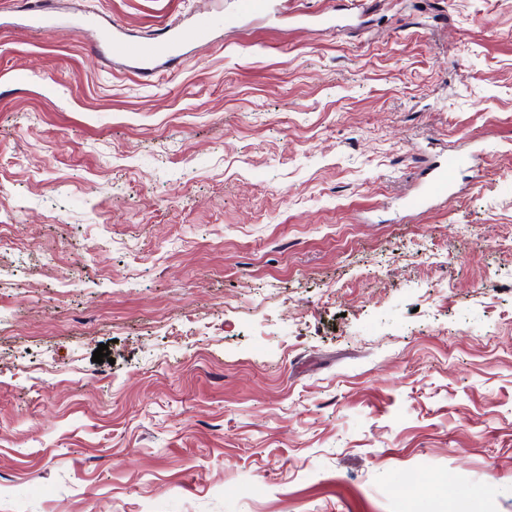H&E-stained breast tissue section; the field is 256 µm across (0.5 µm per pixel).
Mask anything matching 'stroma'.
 <instances>
[{"mask_svg":"<svg viewBox=\"0 0 512 512\" xmlns=\"http://www.w3.org/2000/svg\"><path fill=\"white\" fill-rule=\"evenodd\" d=\"M275 2L0 0V512H512V0ZM182 40V29L176 24H167L160 28L153 41L145 46L113 36L111 52L114 47V51L126 58L131 67L140 72L142 78H148L155 72L151 67L154 62L172 63L177 59L175 48ZM456 164L457 163L454 158H449L448 164L439 167L440 170L428 186L426 195L415 199L414 204L416 206H421L424 203L426 196L428 195H446L448 193V184L453 179V173Z\"/></svg>","mask_w":512,"mask_h":512,"instance_id":"1","label":"stroma"}]
</instances>
